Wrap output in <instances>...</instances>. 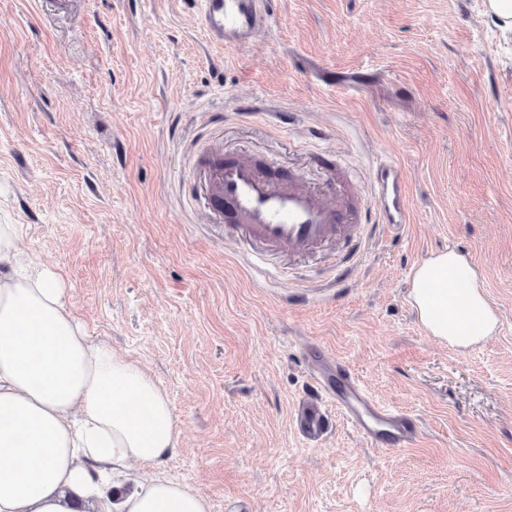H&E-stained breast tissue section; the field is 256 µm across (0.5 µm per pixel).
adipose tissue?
Instances as JSON below:
<instances>
[{"label": "adipose tissue", "mask_w": 512, "mask_h": 512, "mask_svg": "<svg viewBox=\"0 0 512 512\" xmlns=\"http://www.w3.org/2000/svg\"><path fill=\"white\" fill-rule=\"evenodd\" d=\"M0 225V512H209L161 469L177 445L167 394L142 366L91 344L59 275ZM426 329L461 345L497 318L469 262L445 251L415 270Z\"/></svg>", "instance_id": "adipose-tissue-1"}]
</instances>
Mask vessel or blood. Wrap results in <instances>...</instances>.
<instances>
[{
    "label": "vessel or blood",
    "instance_id": "obj_1",
    "mask_svg": "<svg viewBox=\"0 0 512 512\" xmlns=\"http://www.w3.org/2000/svg\"><path fill=\"white\" fill-rule=\"evenodd\" d=\"M197 2L202 29L214 45H248L273 22L267 0ZM190 157L192 165L208 169V212L223 218L251 246V266L260 274L274 252L302 253L331 240L340 242L338 259L343 271H350L371 237L410 221L404 171L390 159L373 172L365 197L366 218L360 223L342 197L321 194L292 173L245 158L225 159L219 139H211L206 152L191 151ZM329 402L370 445L406 448L417 440L414 424L374 399L351 373L344 374L339 392L325 390L300 404L297 420L308 440L316 442L327 434Z\"/></svg>",
    "mask_w": 512,
    "mask_h": 512
}]
</instances>
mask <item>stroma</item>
I'll use <instances>...</instances> for the list:
<instances>
[{
  "instance_id": "stroma-1",
  "label": "stroma",
  "mask_w": 512,
  "mask_h": 512,
  "mask_svg": "<svg viewBox=\"0 0 512 512\" xmlns=\"http://www.w3.org/2000/svg\"><path fill=\"white\" fill-rule=\"evenodd\" d=\"M487 0H271L248 46L205 38L194 0H0V225L62 280L96 343L166 391L164 473L211 512H512V32ZM221 115L224 153L360 197L406 172L411 222L367 243L345 287L333 245L259 280L237 237L182 196ZM453 250L497 317L432 336L415 268ZM349 363L415 421L375 448L294 410L313 366Z\"/></svg>"
}]
</instances>
